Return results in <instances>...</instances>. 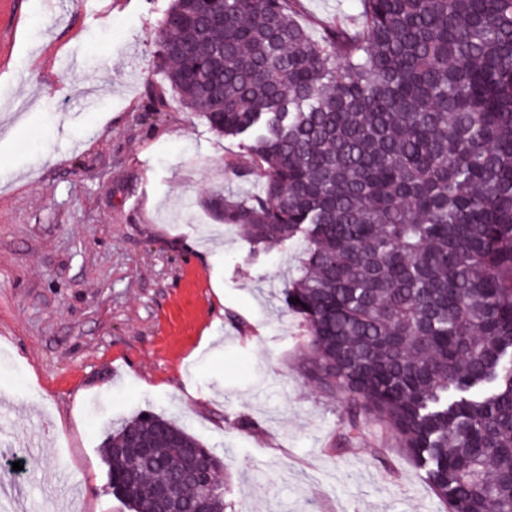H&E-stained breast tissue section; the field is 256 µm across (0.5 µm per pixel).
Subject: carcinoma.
Here are the masks:
<instances>
[{
    "label": "carcinoma",
    "instance_id": "cac0c4a2",
    "mask_svg": "<svg viewBox=\"0 0 512 512\" xmlns=\"http://www.w3.org/2000/svg\"><path fill=\"white\" fill-rule=\"evenodd\" d=\"M294 0H173L160 67L182 106L239 138L261 189L204 204L258 257L304 241L284 303L303 365L376 415L448 512H512V0H360L361 25L312 37ZM299 303H292L293 299ZM150 437V458L118 452ZM206 460L162 413L103 440L130 512Z\"/></svg>",
    "mask_w": 512,
    "mask_h": 512
}]
</instances>
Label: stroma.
I'll use <instances>...</instances> for the list:
<instances>
[{
  "instance_id": "1",
  "label": "stroma",
  "mask_w": 512,
  "mask_h": 512,
  "mask_svg": "<svg viewBox=\"0 0 512 512\" xmlns=\"http://www.w3.org/2000/svg\"><path fill=\"white\" fill-rule=\"evenodd\" d=\"M170 4L0 0V489L128 512L102 441L150 410L223 452L234 512H447L380 420L340 441L345 402L305 374L283 299L301 243L251 258L203 207L262 179L168 91ZM296 11L317 36L360 2Z\"/></svg>"
}]
</instances>
